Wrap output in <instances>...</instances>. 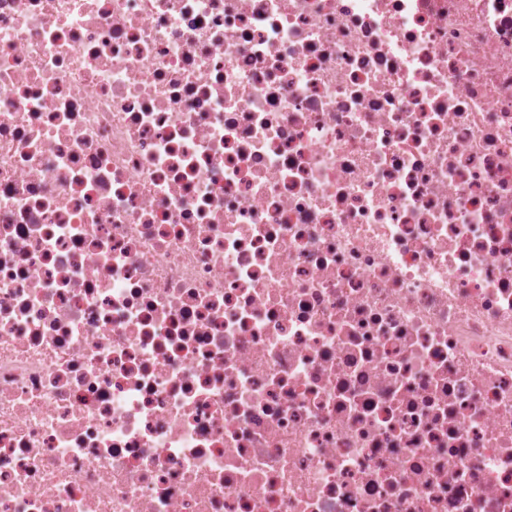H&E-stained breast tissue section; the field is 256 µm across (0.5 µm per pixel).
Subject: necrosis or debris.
Returning a JSON list of instances; mask_svg holds the SVG:
<instances>
[{"label":"necrosis or debris","instance_id":"4bbe7bcc","mask_svg":"<svg viewBox=\"0 0 512 512\" xmlns=\"http://www.w3.org/2000/svg\"><path fill=\"white\" fill-rule=\"evenodd\" d=\"M0 512H512V0H0Z\"/></svg>","mask_w":512,"mask_h":512}]
</instances>
